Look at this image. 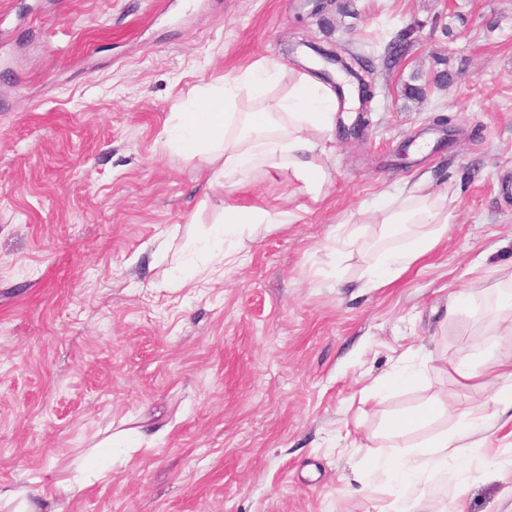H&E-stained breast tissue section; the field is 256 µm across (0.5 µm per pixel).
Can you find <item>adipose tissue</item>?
<instances>
[{
  "instance_id": "obj_1",
  "label": "adipose tissue",
  "mask_w": 512,
  "mask_h": 512,
  "mask_svg": "<svg viewBox=\"0 0 512 512\" xmlns=\"http://www.w3.org/2000/svg\"><path fill=\"white\" fill-rule=\"evenodd\" d=\"M279 73L277 65L263 59L245 71L244 81L260 106L246 113L244 136L231 139L226 134L225 109L234 102L238 90L236 82L228 81L223 96L200 102L181 114L172 140L174 149L191 158L206 155L209 162L218 164L220 174L226 178L246 174L261 161L272 168L285 163L309 191H320L325 182L323 158L327 153L322 136L333 128L339 107L336 93L331 86L303 74L287 93L268 97L267 90L278 81ZM371 216L378 224H415L419 230L406 236L401 246L383 251L378 262L367 269L365 285L369 288L391 285L448 232V211L412 192L374 205ZM287 221V213L281 211L237 208L225 212L224 226L216 230L215 236L235 237L255 226L274 228ZM451 369L461 385L496 386L498 405L512 410V358L462 359ZM479 431L478 424L466 422L455 432L441 433L412 453L370 460L367 477L386 474L399 489L387 512H425L422 496L410 492L415 479L422 472L444 467L465 475L470 462L458 450Z\"/></svg>"
}]
</instances>
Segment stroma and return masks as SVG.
<instances>
[{"label":"stroma","instance_id":"1","mask_svg":"<svg viewBox=\"0 0 512 512\" xmlns=\"http://www.w3.org/2000/svg\"><path fill=\"white\" fill-rule=\"evenodd\" d=\"M322 48L365 60L374 97L338 110L321 193L285 165L210 183L169 147L200 93L264 59L283 94L322 78ZM511 182L512 0H0V486L35 490L30 512H384L371 457L477 421L466 486L418 488L431 512H512L495 390L449 369L512 356ZM412 187L448 234L364 287L397 243L367 206ZM241 207L291 218L212 263ZM396 373L411 385L381 390ZM428 403L425 428L388 435Z\"/></svg>","mask_w":512,"mask_h":512}]
</instances>
